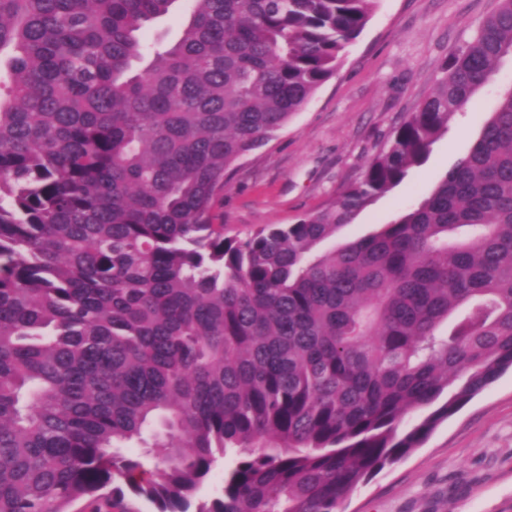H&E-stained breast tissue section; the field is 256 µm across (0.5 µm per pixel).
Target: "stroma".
I'll use <instances>...</instances> for the list:
<instances>
[{
  "mask_svg": "<svg viewBox=\"0 0 512 512\" xmlns=\"http://www.w3.org/2000/svg\"><path fill=\"white\" fill-rule=\"evenodd\" d=\"M499 0H378L337 74L227 177L214 213L229 236L292 224L363 175L394 127L433 89L449 52L476 36ZM512 84V56L432 146L428 160L321 250L370 235L431 191L470 150ZM343 512H512V369L443 421L411 455L358 487Z\"/></svg>",
  "mask_w": 512,
  "mask_h": 512,
  "instance_id": "1",
  "label": "stroma"
}]
</instances>
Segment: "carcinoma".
Listing matches in <instances>:
<instances>
[{
  "label": "carcinoma",
  "instance_id": "carcinoma-1",
  "mask_svg": "<svg viewBox=\"0 0 512 512\" xmlns=\"http://www.w3.org/2000/svg\"><path fill=\"white\" fill-rule=\"evenodd\" d=\"M175 2L0 0V512H338L512 369V85L427 195L316 251L496 82L512 0L332 204L244 238L226 174L377 0H192L146 43ZM188 1L179 0L174 4L169 15L151 23L144 32L148 40H162L167 43L175 42L181 30V24L187 16ZM232 464V455L219 459L210 477L198 489L196 499L207 500L219 495L224 478V468L230 467Z\"/></svg>",
  "mask_w": 512,
  "mask_h": 512
}]
</instances>
